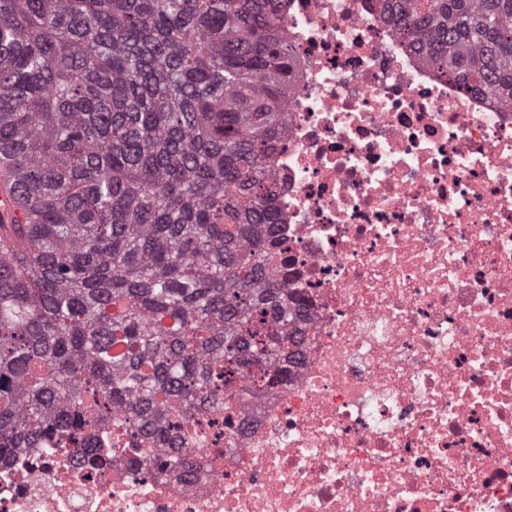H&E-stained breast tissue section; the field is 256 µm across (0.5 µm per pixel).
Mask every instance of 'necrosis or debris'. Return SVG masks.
<instances>
[{
    "label": "necrosis or debris",
    "mask_w": 512,
    "mask_h": 512,
    "mask_svg": "<svg viewBox=\"0 0 512 512\" xmlns=\"http://www.w3.org/2000/svg\"><path fill=\"white\" fill-rule=\"evenodd\" d=\"M378 6L282 13L270 252L307 305L287 379L191 416L177 467L112 423L99 469L14 452L0 512H512V111Z\"/></svg>",
    "instance_id": "4bbe7bcc"
}]
</instances>
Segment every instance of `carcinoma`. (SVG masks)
<instances>
[{
	"mask_svg": "<svg viewBox=\"0 0 512 512\" xmlns=\"http://www.w3.org/2000/svg\"><path fill=\"white\" fill-rule=\"evenodd\" d=\"M283 0H0V461L101 417L163 464L180 421L282 380L301 296L264 260ZM437 72L512 108V0H383ZM21 218V212L16 206L10 182L5 177L1 181L0 170V222L2 224H13Z\"/></svg>",
	"mask_w": 512,
	"mask_h": 512,
	"instance_id": "obj_1",
	"label": "carcinoma"
}]
</instances>
